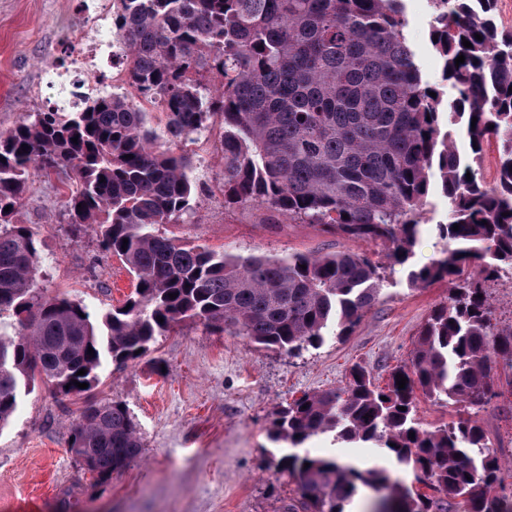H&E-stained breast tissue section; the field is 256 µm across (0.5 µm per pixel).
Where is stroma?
Segmentation results:
<instances>
[{
	"instance_id": "stroma-1",
	"label": "stroma",
	"mask_w": 512,
	"mask_h": 512,
	"mask_svg": "<svg viewBox=\"0 0 512 512\" xmlns=\"http://www.w3.org/2000/svg\"><path fill=\"white\" fill-rule=\"evenodd\" d=\"M112 2L0 0V129L27 112L73 110V91L88 93L108 80L112 50L98 46L94 66H86L82 25L94 17L109 26ZM405 5L404 34L423 82L452 96L429 40L432 6L420 0ZM424 218L415 266L437 258L444 246L434 231L448 221V201L439 189H431ZM17 219L41 231L38 285L48 294L82 301L98 315L131 293V276L100 250L95 232L71 234L56 177H30ZM158 232L244 256L363 252L381 268L383 294L352 332L326 337L315 349L290 354L184 322L135 361H105L89 395L63 397L36 387L21 396L12 421L0 430V512H284L298 491L295 478L273 462L268 432L274 411L303 394L345 386L355 365L386 382L407 362L422 322L449 295L444 281L410 286L406 268L389 265L381 245L347 240L259 206H228L220 194L197 196L191 223L163 224ZM112 401L133 416L143 450L102 488L68 443L85 405ZM468 413L506 465L504 486L512 494V398ZM307 447L336 450L363 470L390 464L379 449L335 445L327 436Z\"/></svg>"
}]
</instances>
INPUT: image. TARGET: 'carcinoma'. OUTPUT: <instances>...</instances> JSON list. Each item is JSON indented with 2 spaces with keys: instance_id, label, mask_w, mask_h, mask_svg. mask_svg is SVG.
Masks as SVG:
<instances>
[{
  "instance_id": "1",
  "label": "carcinoma",
  "mask_w": 512,
  "mask_h": 512,
  "mask_svg": "<svg viewBox=\"0 0 512 512\" xmlns=\"http://www.w3.org/2000/svg\"><path fill=\"white\" fill-rule=\"evenodd\" d=\"M497 2L433 0L429 38L454 91L445 103L423 84L403 32L404 0H119L112 31L139 99L102 87L77 111L26 113L0 130V429L36 383L80 396L106 358L139 359L182 322L295 352L351 332L379 300V267L358 252L242 256L158 234L161 224L185 223L205 191L192 159L172 145L218 117L227 205L257 204L379 242L405 265L433 180L448 201V223L435 227L447 247L408 277L416 288L454 287L408 362L383 386L356 366L344 387L306 393L274 413L275 465L299 491L288 512H343L361 486L382 495L385 512H449L454 500L465 512H512L498 494L502 462L477 421L430 431L415 410L418 391L463 408L512 396V326L498 327L484 288L512 272V30L496 25ZM444 113L477 145L472 158L442 131ZM491 140L496 178L488 184L478 160ZM33 174L57 176L72 232L96 229L102 250L134 277L128 310L114 307L95 322L86 305L37 288L39 232L14 220ZM327 433L384 449L422 488L303 450ZM71 438L69 450L89 461L99 486L143 448L118 402L86 405Z\"/></svg>"
}]
</instances>
